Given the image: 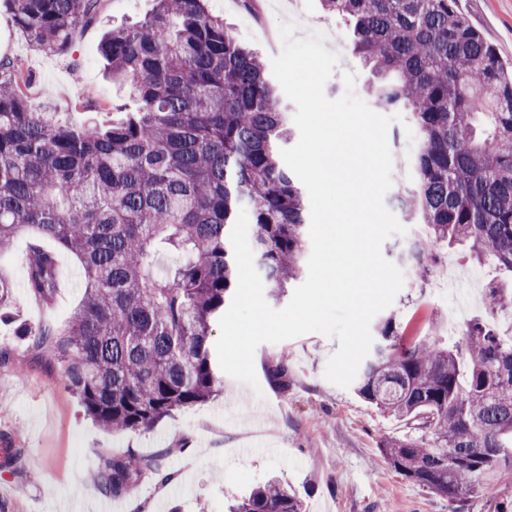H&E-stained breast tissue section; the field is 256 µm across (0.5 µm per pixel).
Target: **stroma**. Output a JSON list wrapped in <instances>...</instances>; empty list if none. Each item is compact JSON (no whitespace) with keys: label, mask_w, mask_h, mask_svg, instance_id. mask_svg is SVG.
<instances>
[{"label":"stroma","mask_w":512,"mask_h":512,"mask_svg":"<svg viewBox=\"0 0 512 512\" xmlns=\"http://www.w3.org/2000/svg\"><path fill=\"white\" fill-rule=\"evenodd\" d=\"M154 6L155 0H101L96 21L78 29L70 48L48 54L29 45L7 0H0V58L30 75L33 105L58 112L69 123L92 122L93 112L78 108V101L88 98L108 108L121 100L104 75L98 52L103 37L140 20ZM206 6L223 16L239 42L268 61L282 51L280 22H296L299 38L324 33L325 48L339 57L326 96L344 94L342 74L349 71L359 96L370 99L375 74L354 52L348 26L326 14L320 0H258L251 11L242 0H206ZM457 7L503 59L512 61V0H457ZM384 202L405 228L382 246L384 257L402 270L404 285L374 324L392 316L407 337L434 332L446 342L448 308L455 304L464 307L460 324H492L495 308L488 288L494 284L512 296V274L490 256L439 245L430 254V274L420 277L407 249L424 237L425 226L394 192H387ZM36 240L35 233H26L1 252L0 272L12 284L21 320L60 326L83 299L82 265L53 241L37 240L56 255L59 288L52 304L29 298L25 267ZM338 348V340L318 333L261 344L254 353L258 389L227 376L208 402L148 430L111 434L85 416L58 367L2 322L0 350L8 352L9 361L0 366V448H17L21 454L12 468L0 467V512H128L133 499L150 505L152 512H227L230 502L273 477L288 482L304 512H449L446 499L397 474L379 454L381 436L409 435L412 427L383 414L353 388L325 379L327 361ZM283 353L289 366L284 391L268 377L271 361ZM130 449L156 459L158 472L179 474V481L162 485L158 472H152L128 494L100 491L103 459Z\"/></svg>","instance_id":"1"}]
</instances>
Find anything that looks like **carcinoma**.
<instances>
[{
  "instance_id": "1",
  "label": "carcinoma",
  "mask_w": 512,
  "mask_h": 512,
  "mask_svg": "<svg viewBox=\"0 0 512 512\" xmlns=\"http://www.w3.org/2000/svg\"><path fill=\"white\" fill-rule=\"evenodd\" d=\"M27 42L68 49L101 0H10ZM353 25L355 50L384 80L373 97L413 116L417 188L428 236L410 257L429 272L435 244L489 253L512 272V68L457 9V0H320ZM125 114L69 124L36 108L31 77L0 61V251L33 231L83 265V301L63 326L18 327L101 429L153 427L208 401L221 386L213 326L236 286L230 233L250 215L257 265L274 296L302 273L305 193L280 157L291 140L264 59L236 41L204 0H156L101 43ZM164 253L180 261L154 273ZM28 294L49 304L55 255L30 246ZM13 304L0 275V313ZM356 392L416 434L383 437L386 463L460 512L467 496L512 473V342L479 322L443 345L410 340L389 318ZM288 388V360L271 369ZM154 462L129 450L102 462L98 487L115 497ZM230 512H302L271 479Z\"/></svg>"
}]
</instances>
